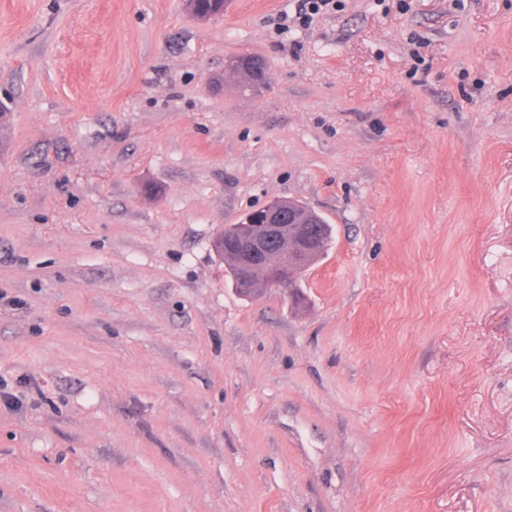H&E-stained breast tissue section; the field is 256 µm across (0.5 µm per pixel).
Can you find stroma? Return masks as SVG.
<instances>
[{"label": "stroma", "instance_id": "35a3bbf8", "mask_svg": "<svg viewBox=\"0 0 512 512\" xmlns=\"http://www.w3.org/2000/svg\"><path fill=\"white\" fill-rule=\"evenodd\" d=\"M228 2L0 0V512H512V0ZM262 224H253L261 218L262 210L248 213L251 224H235L240 248L232 264L233 276L239 282L253 284L259 295L267 288H285L294 291L310 265L324 253L319 239L311 233V225L323 232L329 225L320 222L319 214L310 207L282 199H273L264 206Z\"/></svg>", "mask_w": 512, "mask_h": 512}]
</instances>
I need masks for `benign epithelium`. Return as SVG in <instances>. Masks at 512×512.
Listing matches in <instances>:
<instances>
[{
    "instance_id": "7a95c632",
    "label": "benign epithelium",
    "mask_w": 512,
    "mask_h": 512,
    "mask_svg": "<svg viewBox=\"0 0 512 512\" xmlns=\"http://www.w3.org/2000/svg\"><path fill=\"white\" fill-rule=\"evenodd\" d=\"M261 224H238L240 248L232 264L240 282H258V295L267 288L294 291L310 265L324 253L322 243L311 233L320 222L313 209L292 201L273 199L264 206Z\"/></svg>"
}]
</instances>
